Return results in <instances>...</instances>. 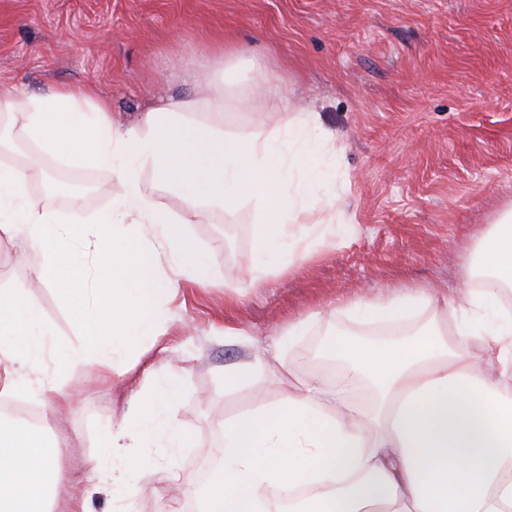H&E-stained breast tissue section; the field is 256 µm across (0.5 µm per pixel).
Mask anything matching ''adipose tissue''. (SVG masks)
I'll list each match as a JSON object with an SVG mask.
<instances>
[{
  "mask_svg": "<svg viewBox=\"0 0 512 512\" xmlns=\"http://www.w3.org/2000/svg\"><path fill=\"white\" fill-rule=\"evenodd\" d=\"M243 65L260 67L231 45L202 48L190 66L208 94L159 101L129 126L89 84L21 99L0 95L14 139L72 165L111 168L120 187L111 209L83 229L29 197L28 185L44 177L39 165L0 162V237L41 256L37 278L60 292L88 336L63 360L90 362L100 381L139 363L133 345L150 347L163 336L159 301L174 299L185 281L218 282L181 225L140 194L143 170L181 194L192 216L252 207L260 223L256 269L240 282L243 290L260 286L274 256L287 254L292 266L319 259L310 237L332 246V226L346 221L335 193L309 190L318 177L312 145L328 135L316 113L289 110L281 85L257 82L268 111H292L285 128L227 131L189 121L192 113L223 111L231 96L249 104L250 94L234 93L224 80ZM169 252L180 277L165 282L157 266ZM476 257L491 280L453 309L439 307L429 288L348 301L367 321L422 323L388 341L326 340L321 354L343 365L332 404L316 380L283 365L293 379L286 395L259 397L222 420L224 468L206 488L202 512H275L282 500L288 512H512V307L499 296L502 285L512 286V209L479 242ZM60 267L67 276L48 279ZM51 334L28 282L0 289L1 401L26 394L72 406L58 380L38 376ZM361 383L372 392L367 408L342 399ZM142 389L156 418L142 434L161 448L186 447L171 415L175 378L148 371ZM50 430L47 423L37 434L0 425V512H53L64 473Z\"/></svg>",
  "mask_w": 512,
  "mask_h": 512,
  "instance_id": "obj_1",
  "label": "adipose tissue"
}]
</instances>
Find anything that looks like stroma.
<instances>
[{
  "label": "stroma",
  "mask_w": 512,
  "mask_h": 512,
  "mask_svg": "<svg viewBox=\"0 0 512 512\" xmlns=\"http://www.w3.org/2000/svg\"><path fill=\"white\" fill-rule=\"evenodd\" d=\"M222 42L266 63L292 104L317 112L329 139L313 189L335 184L351 221L334 226L336 246L324 257L290 272L271 262L266 287L242 294L256 247L252 209L211 210L185 225L222 284L183 283L167 306L166 335L146 356L158 373L179 374L174 414L188 445L126 449L120 469L135 512H199L224 464L218 420L254 401L255 385L229 386L225 371L264 354L259 385L273 396L284 390L281 362H300L326 337H386L340 310L347 296L427 285L460 302L472 250L512 206V0H0V90L31 96L90 80L129 124L158 99L191 91L189 59ZM0 154L39 164L46 178L28 194L63 217L70 206L48 196L47 179L81 194L82 215L111 205L110 169L73 166L20 141L0 143ZM33 299L59 348L82 342L55 290ZM301 320L305 334L270 353ZM43 369L75 395L62 416L37 405L53 419L65 471L57 512L75 498L87 512H113L117 495L95 468L105 438L143 407L139 377L102 385L89 365L59 367L52 352ZM166 467L179 474L172 499L154 492Z\"/></svg>",
  "instance_id": "obj_1"
}]
</instances>
